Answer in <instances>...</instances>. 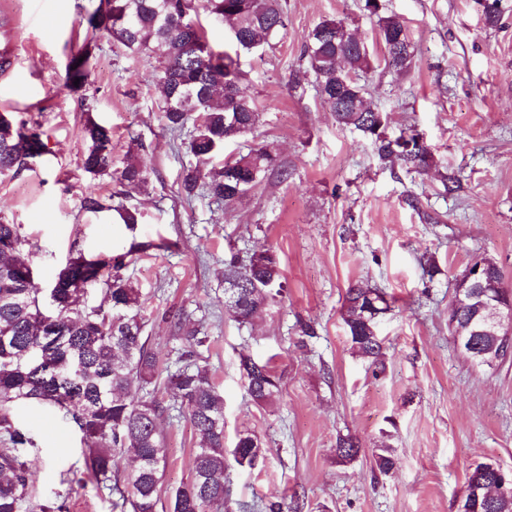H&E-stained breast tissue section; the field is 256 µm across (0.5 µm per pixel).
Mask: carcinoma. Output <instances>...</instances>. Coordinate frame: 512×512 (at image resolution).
Masks as SVG:
<instances>
[{"label":"carcinoma","mask_w":512,"mask_h":512,"mask_svg":"<svg viewBox=\"0 0 512 512\" xmlns=\"http://www.w3.org/2000/svg\"><path fill=\"white\" fill-rule=\"evenodd\" d=\"M203 10L209 19L229 24L237 47L246 51L269 43L285 28L279 0H203ZM195 13L190 0H107V10H98L89 25L94 30L104 27L127 48L162 59L156 81L164 97L166 128L176 137L199 114L188 145L197 162L207 165L225 141L250 133L259 113L240 90L237 63L229 54L212 50ZM378 37L388 65L405 71L412 54H403L409 41L404 22L380 18ZM307 53L319 96L337 124L371 139L384 164L416 171L430 167V149L417 143L418 134L410 129L388 136L387 115L370 107L364 86L348 82V75L370 68V58L341 23L324 20L316 25L307 36ZM83 135L88 142L85 172L132 188L146 186L147 171L133 153L121 170L112 172L108 128L88 120ZM43 148L37 128L1 121L0 175L26 169ZM279 167L275 150L263 145L205 174L197 168L188 171L182 187L188 197L203 189L230 205L261 175ZM1 244L16 248L0 249V512H20L35 482V443L14 419L15 409L29 402L58 408L78 429L85 468L115 496V512H157L165 455L158 428L163 406L153 386L162 360L144 336L138 289L121 274L130 258L154 244L133 242L127 252L108 258L82 252L69 257L50 289L56 309L52 316L42 310L18 225L0 221ZM487 279L490 295L512 298L501 269H490ZM98 284L104 286L110 314L86 303L87 288ZM280 287L281 261L274 250L247 260L234 254L224 260V307L240 322L250 320ZM388 308L382 292L360 285L346 290L343 320L351 346L378 366L383 365L385 343L377 334V322ZM478 321L471 307L448 311V329L465 336L479 329ZM241 370L256 403L274 397L278 384L269 364L243 358ZM168 387L185 409L196 441L192 478L172 495L171 512H223L224 397L209 371L199 366L170 375ZM232 455L239 465L252 468L264 448L246 433L238 437ZM498 470L486 462L470 467L458 509L512 512V488L502 493Z\"/></svg>","instance_id":"obj_1"}]
</instances>
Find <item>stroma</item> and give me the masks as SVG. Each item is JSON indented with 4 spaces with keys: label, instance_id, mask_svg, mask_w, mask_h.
Returning <instances> with one entry per match:
<instances>
[{
    "label": "stroma",
    "instance_id": "obj_1",
    "mask_svg": "<svg viewBox=\"0 0 512 512\" xmlns=\"http://www.w3.org/2000/svg\"><path fill=\"white\" fill-rule=\"evenodd\" d=\"M101 0H0V113L39 127L45 154L0 176V220L28 240L41 299L69 255L126 252L132 242H167L122 271L139 288L145 333L170 370L183 367L182 333L209 338L199 366L224 395V446L250 432L266 453L254 468L227 458L224 512H456L466 473L479 462L512 470V359L473 363L448 330L457 276L475 258L493 259L512 287V0H499L487 25L482 0H282L286 32L239 57L241 90L258 106L248 135L226 142L219 160L274 147L282 173L262 175L232 207L205 192L186 197L183 170L191 128L165 127L155 82L157 57L128 49L88 17ZM402 19L415 45L405 75L385 61L380 16ZM358 31L371 54L361 74L387 132L412 128L434 165L423 173L381 164L369 139L337 125L321 101L305 50L320 21ZM86 52L87 75L65 86L72 55ZM112 129V166L137 150L146 189L125 192L141 218L86 211L89 188L116 191L84 172L86 119ZM456 180L453 191L443 176ZM266 248L280 257L282 288L249 322L224 310V260ZM382 289L390 309L378 325L383 368L351 347L341 312L349 285ZM248 356L272 366L273 401L254 403L240 368ZM165 503L192 474L194 435L172 392L160 389ZM17 421L41 457L30 503L55 501L59 474L83 470L80 434L59 413L19 409ZM351 436L359 455L336 454ZM395 467L380 473L382 451ZM67 512H112L106 491L78 479Z\"/></svg>",
    "mask_w": 512,
    "mask_h": 512
}]
</instances>
